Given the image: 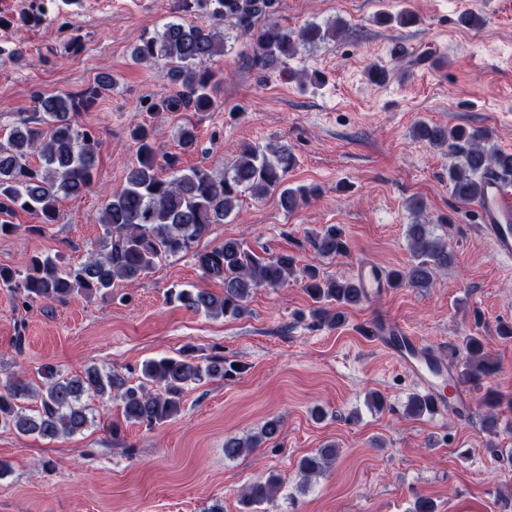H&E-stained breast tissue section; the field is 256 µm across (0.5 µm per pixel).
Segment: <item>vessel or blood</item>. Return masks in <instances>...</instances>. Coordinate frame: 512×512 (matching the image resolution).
<instances>
[{"instance_id": "obj_1", "label": "vessel or blood", "mask_w": 512, "mask_h": 512, "mask_svg": "<svg viewBox=\"0 0 512 512\" xmlns=\"http://www.w3.org/2000/svg\"><path fill=\"white\" fill-rule=\"evenodd\" d=\"M477 231L488 242L497 260L512 261V191L498 181H489L484 197L477 209ZM356 278L368 296L383 294L388 286L386 277L369 264L356 268ZM378 344L391 356L415 382L429 394L441 396V383L446 378L447 369H436L430 359L428 349L419 346L412 336H381Z\"/></svg>"}]
</instances>
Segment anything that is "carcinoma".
I'll list each match as a JSON object with an SVG mask.
<instances>
[{
	"label": "carcinoma",
	"instance_id": "cac0c4a2",
	"mask_svg": "<svg viewBox=\"0 0 512 512\" xmlns=\"http://www.w3.org/2000/svg\"><path fill=\"white\" fill-rule=\"evenodd\" d=\"M182 11L193 12L197 20L175 16L162 29L143 37L131 51L136 64H164L177 90L148 106L160 112H211L218 108L220 79L207 62L225 53L230 36L220 26L231 23L235 37L250 39L249 59L254 67L276 68L296 56L299 48L314 46L336 37L340 25L308 23L294 31L276 21L279 0H179ZM381 21L408 27L418 16L405 9L384 14ZM98 91L73 95L58 93L36 96V114L13 126L0 140V215L16 209L34 214L42 224L59 219V201L78 196L93 185L97 160V138L93 130L78 125L76 116L85 110ZM414 139L448 152L451 164L448 181L457 202L479 201L488 179L504 185L512 183V152L488 146L486 129L418 121ZM137 162L128 169L123 186L113 191L98 221L104 232L99 249L79 263L63 266L50 256L29 258L26 270L0 267V286L15 288L30 304L65 302L75 296L107 297L116 281L134 282L148 276L156 264L168 257L189 252L212 224L230 217L244 195L263 200L275 194L280 206L292 212L318 193L313 185H288V173L295 156L284 147L241 146L235 161L224 174L197 167L187 172L176 167V158L159 152L153 130L137 125L131 130ZM178 140L185 150L195 147V126L179 128ZM170 169L168 176L163 168ZM415 220L406 225L405 236L411 259L389 271L391 287L428 288L436 271L448 268L453 256L444 238L435 233L437 225L425 216L427 205L421 198L410 202ZM313 251L333 258L349 251V244L336 224H324L308 237ZM198 267L206 277L224 280V293L205 288H181L172 293L187 309L213 318L238 319L248 313L249 299L258 288H276L300 272L303 288L313 303L315 322L338 328L346 321V311L367 300L358 281L343 275L330 276L313 264L297 268L294 255L281 252L268 257L255 253L245 242L226 239L206 252L196 253ZM460 360H448V381L478 385L498 370L496 360L485 351L483 337L469 334L456 348ZM136 382L118 371L104 372L89 366L80 374L64 377L45 365L40 370L41 386L19 376L0 384V428L24 436L37 435L57 440L82 432L91 423L84 396L115 399L125 422L152 429L181 412L182 396L191 385L224 378V356L214 354L203 360L187 348L177 357L144 361L136 371ZM35 401L30 407L28 401ZM500 397L487 390L481 399L485 407L483 425L496 434ZM409 417L433 415L430 401L422 394L409 396L405 405ZM281 421L267 420L258 434L224 440V456L237 459L252 448L274 441ZM339 451L334 444L303 457L298 464L301 484L322 475L335 465ZM281 482L271 474L248 485L240 502L241 512H258L270 502Z\"/></svg>",
	"mask_w": 512,
	"mask_h": 512
}]
</instances>
